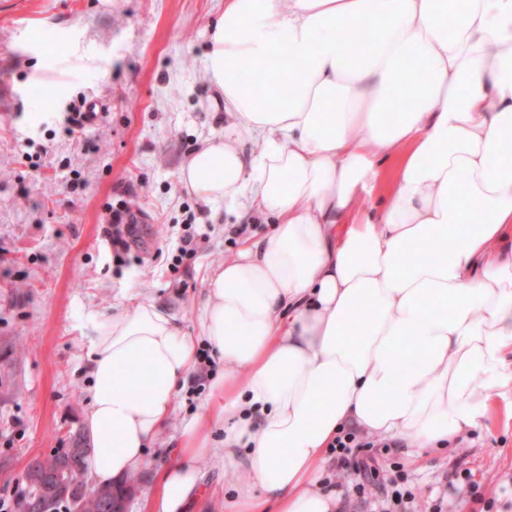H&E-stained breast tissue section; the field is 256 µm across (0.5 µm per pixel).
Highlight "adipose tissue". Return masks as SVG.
I'll list each match as a JSON object with an SVG mask.
<instances>
[{"instance_id":"1","label":"adipose tissue","mask_w":512,"mask_h":512,"mask_svg":"<svg viewBox=\"0 0 512 512\" xmlns=\"http://www.w3.org/2000/svg\"><path fill=\"white\" fill-rule=\"evenodd\" d=\"M348 28L376 50L351 58ZM207 65L234 123L179 181L250 195L276 227L209 277L199 335L131 294L88 317L87 479L144 469L205 343L232 375L152 512H183L216 421L225 465L250 475L224 512H336L318 478L343 428L417 460L512 408V0H224ZM248 66L277 82L245 86Z\"/></svg>"}]
</instances>
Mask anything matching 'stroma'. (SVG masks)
Returning a JSON list of instances; mask_svg holds the SVG:
<instances>
[{"label":"stroma","instance_id":"1","mask_svg":"<svg viewBox=\"0 0 512 512\" xmlns=\"http://www.w3.org/2000/svg\"><path fill=\"white\" fill-rule=\"evenodd\" d=\"M224 0H0V501L14 512L32 458L85 438L90 406L84 351L88 316L112 315L121 291L169 306L199 334L207 279L247 239L271 229L246 199L206 202L178 173L191 154L223 136L231 118L207 71L211 29ZM99 119L71 132L86 102ZM136 216L127 251L105 236L109 210ZM202 251L179 271L169 253L188 233ZM224 376L216 360L204 383L174 399L169 421L146 450L147 466L126 501L146 512L160 469L174 461L186 421ZM224 426L199 462L187 512H224L249 481L224 466ZM378 478L403 476L417 512L446 496L447 512H512V417L491 432L411 461L375 448ZM461 479H453V472ZM482 494L474 499L470 482Z\"/></svg>","mask_w":512,"mask_h":512}]
</instances>
